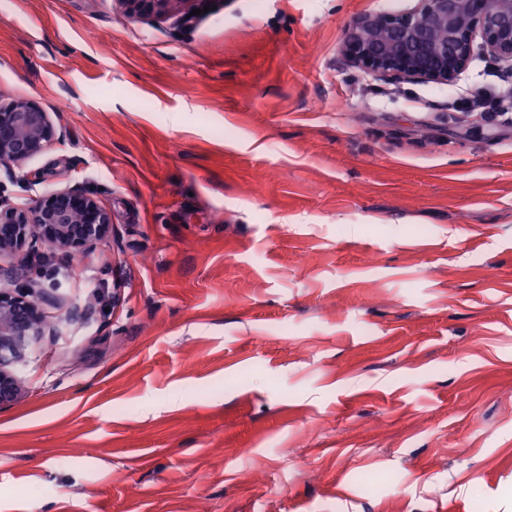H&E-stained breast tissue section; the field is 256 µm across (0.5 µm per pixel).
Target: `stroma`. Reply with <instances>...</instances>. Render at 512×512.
<instances>
[{
	"label": "stroma",
	"mask_w": 512,
	"mask_h": 512,
	"mask_svg": "<svg viewBox=\"0 0 512 512\" xmlns=\"http://www.w3.org/2000/svg\"><path fill=\"white\" fill-rule=\"evenodd\" d=\"M417 5L0 9V101L61 133L0 189L112 212L34 277L0 512H512V133L449 110L505 70L392 84L340 53Z\"/></svg>",
	"instance_id": "1"
}]
</instances>
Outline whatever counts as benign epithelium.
<instances>
[{"label": "benign epithelium", "mask_w": 512, "mask_h": 512, "mask_svg": "<svg viewBox=\"0 0 512 512\" xmlns=\"http://www.w3.org/2000/svg\"><path fill=\"white\" fill-rule=\"evenodd\" d=\"M133 14L178 17L213 0H114ZM512 73V0H419L407 13L379 12L357 18L342 42L346 63L392 83L447 85L468 65L473 42ZM58 134L50 115L31 99L0 104V166L11 171L41 153ZM112 234V214L96 193L72 186L40 194L16 206L0 188V254L29 248L22 258L44 259L35 249L84 252ZM33 283L0 290V408L14 403L23 386L18 366L42 335L46 293Z\"/></svg>", "instance_id": "1"}]
</instances>
